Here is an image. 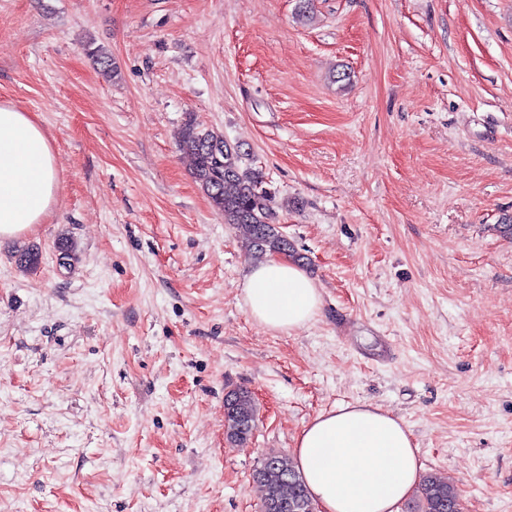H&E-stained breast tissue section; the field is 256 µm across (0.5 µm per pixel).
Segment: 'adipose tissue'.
Returning <instances> with one entry per match:
<instances>
[{
  "label": "adipose tissue",
  "mask_w": 512,
  "mask_h": 512,
  "mask_svg": "<svg viewBox=\"0 0 512 512\" xmlns=\"http://www.w3.org/2000/svg\"><path fill=\"white\" fill-rule=\"evenodd\" d=\"M59 189L50 140L29 112L0 105V238L43 223ZM246 310L259 325L289 333L322 307L321 291L298 265L274 255L242 284ZM294 457L321 512H399L421 478L408 430L369 403L316 415L296 439Z\"/></svg>",
  "instance_id": "adipose-tissue-1"
}]
</instances>
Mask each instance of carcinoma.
<instances>
[{
  "label": "carcinoma",
  "instance_id": "1",
  "mask_svg": "<svg viewBox=\"0 0 512 512\" xmlns=\"http://www.w3.org/2000/svg\"><path fill=\"white\" fill-rule=\"evenodd\" d=\"M179 149L191 157L193 177L208 196L212 207L224 215V223L239 230L245 246L262 261L293 249L292 244L274 224L273 195L266 186L263 172L245 164V154L230 144L224 135L205 128L193 117L184 122L178 140ZM19 267L34 269L39 252H17ZM256 405L251 392L243 388L227 393L224 407V431L227 441L242 446L253 435ZM255 473L261 490V502L282 505L280 512H308L311 502L295 461L272 450ZM461 512L458 490L433 476L425 477L418 488L417 512Z\"/></svg>",
  "mask_w": 512,
  "mask_h": 512
}]
</instances>
